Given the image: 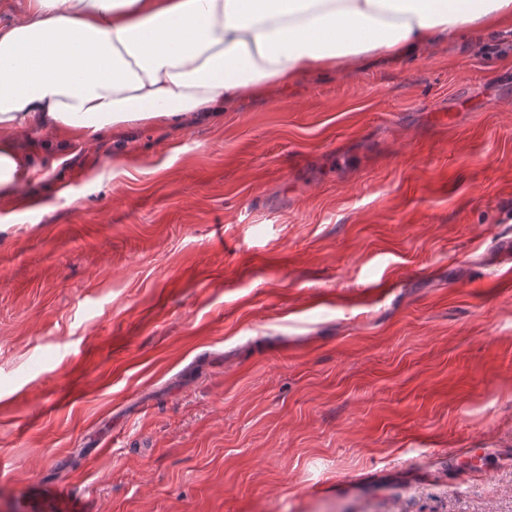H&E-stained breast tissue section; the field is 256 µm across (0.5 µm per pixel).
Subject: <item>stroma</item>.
Listing matches in <instances>:
<instances>
[{"label":"stroma","mask_w":512,"mask_h":512,"mask_svg":"<svg viewBox=\"0 0 512 512\" xmlns=\"http://www.w3.org/2000/svg\"><path fill=\"white\" fill-rule=\"evenodd\" d=\"M20 193L47 209L0 202V512H512L503 34Z\"/></svg>","instance_id":"1"}]
</instances>
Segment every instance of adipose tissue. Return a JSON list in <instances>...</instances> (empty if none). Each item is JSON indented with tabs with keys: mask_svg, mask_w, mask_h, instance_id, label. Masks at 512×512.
<instances>
[{
	"mask_svg": "<svg viewBox=\"0 0 512 512\" xmlns=\"http://www.w3.org/2000/svg\"><path fill=\"white\" fill-rule=\"evenodd\" d=\"M512 29V0H24L0 23V200L75 145L216 121L308 74Z\"/></svg>",
	"mask_w": 512,
	"mask_h": 512,
	"instance_id": "obj_1",
	"label": "adipose tissue"
}]
</instances>
